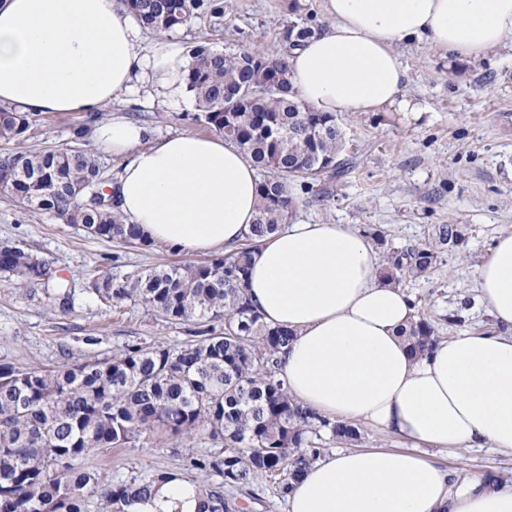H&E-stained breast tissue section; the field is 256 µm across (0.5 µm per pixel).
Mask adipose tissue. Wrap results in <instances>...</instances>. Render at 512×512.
I'll return each mask as SVG.
<instances>
[{
	"instance_id": "1",
	"label": "adipose tissue",
	"mask_w": 512,
	"mask_h": 512,
	"mask_svg": "<svg viewBox=\"0 0 512 512\" xmlns=\"http://www.w3.org/2000/svg\"><path fill=\"white\" fill-rule=\"evenodd\" d=\"M331 19L292 47L291 87L321 111L422 108L403 94L397 46L429 38L478 59L512 43V0H325ZM191 57L159 38L136 48L120 0H0V106L25 112L100 110L142 80L171 108L186 97ZM144 128L115 118L97 141L127 161L112 186L120 212L152 242L186 254L232 250L259 200L245 152L222 136L183 134L142 148ZM490 331L412 356L401 336L411 299L381 276L376 249L348 224L283 225L251 252L246 293L270 325L292 331L280 355L289 395L333 419L412 441L409 449L335 451L308 468L287 512H512V484L461 478L425 448L512 454V232L477 267ZM193 483L174 479L128 512H201Z\"/></svg>"
}]
</instances>
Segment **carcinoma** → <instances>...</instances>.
Here are the masks:
<instances>
[{
    "instance_id": "1",
    "label": "carcinoma",
    "mask_w": 512,
    "mask_h": 512,
    "mask_svg": "<svg viewBox=\"0 0 512 512\" xmlns=\"http://www.w3.org/2000/svg\"><path fill=\"white\" fill-rule=\"evenodd\" d=\"M125 2L141 27L158 32L203 16L214 24L224 17V0ZM191 56V120L242 148L263 172L254 223L244 243L222 257L92 282V292L115 306L129 301L169 322L196 325L189 343L177 349L131 345L105 360L52 370L0 365V512H88L93 498L101 512H126L176 474L159 471L148 481L106 486L86 460L154 429L179 436L208 428L224 440V451L194 460L193 468L237 489L259 476H277L283 497L328 452L322 433L347 445L362 439L356 425L291 399L279 361L291 333L265 324L244 289L252 248L288 223L297 204L290 182L345 172L336 115L297 98L284 53L198 48ZM33 122L34 114L1 106L0 139H24ZM100 178L99 162L80 147L0 156V189L24 206L100 238L151 246L117 211L114 195L98 194ZM460 242L457 225L441 224L430 244L386 249L382 277L396 284L424 273L441 251ZM0 271L22 281L51 279L47 264L18 245L0 246ZM402 336L415 356L437 342L434 325L424 318L412 320ZM195 487L206 512H242L233 497L211 485Z\"/></svg>"
}]
</instances>
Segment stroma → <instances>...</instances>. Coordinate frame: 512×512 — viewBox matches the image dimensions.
<instances>
[{
	"label": "stroma",
	"mask_w": 512,
	"mask_h": 512,
	"mask_svg": "<svg viewBox=\"0 0 512 512\" xmlns=\"http://www.w3.org/2000/svg\"><path fill=\"white\" fill-rule=\"evenodd\" d=\"M330 22L324 0H224L222 25L195 19L169 31L186 51L207 46L227 52L282 53L293 26L320 32ZM407 72L405 95L424 111L342 112L340 126L349 170L294 184L292 218L308 224H351L384 232L389 245L404 247L431 239L441 224L459 225L462 241L441 252L436 265L400 287L421 317L435 323L440 338L460 330H486L491 319L478 302L474 272L496 238L512 232V44L473 62H460L429 41L402 45ZM125 117L148 130L150 141L182 133L208 134L187 110L171 109L162 98L137 86L119 93L103 109L104 120ZM85 114L37 116L24 143L0 140V154L19 149L73 145V127ZM19 244L51 267L47 281L19 282L0 272V364L54 368L104 359L136 344L178 348L192 338L187 324H172L141 306H113L98 299L91 284L99 276L129 277L142 269L216 258V251L191 255L159 244L134 248L88 235L82 225L25 209L0 190V245ZM67 287L61 297L59 287ZM469 301L466 323L448 322ZM222 439L197 429L172 436L156 430L123 447L91 457L103 484L117 485L170 471L192 481L201 474L193 459L223 451ZM439 463L466 477L485 473L512 480V454L493 448L438 452ZM244 512H286L276 479L257 478L239 495Z\"/></svg>",
	"instance_id": "obj_1"
}]
</instances>
